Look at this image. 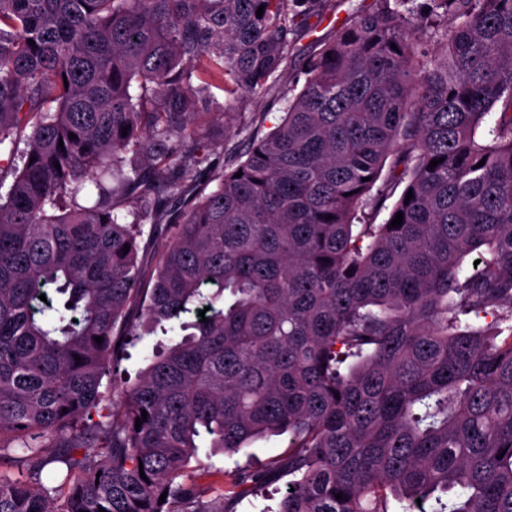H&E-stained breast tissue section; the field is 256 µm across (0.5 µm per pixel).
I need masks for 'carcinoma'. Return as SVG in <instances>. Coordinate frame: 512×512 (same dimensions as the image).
Listing matches in <instances>:
<instances>
[{
  "instance_id": "carcinoma-1",
  "label": "carcinoma",
  "mask_w": 512,
  "mask_h": 512,
  "mask_svg": "<svg viewBox=\"0 0 512 512\" xmlns=\"http://www.w3.org/2000/svg\"><path fill=\"white\" fill-rule=\"evenodd\" d=\"M325 2L0 0V152L25 143L0 168V512H237L284 476L276 512H512V0H372L212 170L198 107L266 91ZM390 157L413 198L372 224ZM147 224L169 232L151 267ZM271 436L284 459L239 463ZM203 442L235 463L215 509L183 479ZM172 343L173 342L168 336H160L159 334L143 336L138 345L135 348L130 349L132 355L129 360L122 362L120 370H123L124 368L127 369L131 375V380H133L138 372L146 367V362L144 360V353L146 351H151L155 345H169Z\"/></svg>"
}]
</instances>
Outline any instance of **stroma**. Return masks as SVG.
<instances>
[{
  "label": "stroma",
  "instance_id": "1",
  "mask_svg": "<svg viewBox=\"0 0 512 512\" xmlns=\"http://www.w3.org/2000/svg\"><path fill=\"white\" fill-rule=\"evenodd\" d=\"M371 0H328L322 17L311 18L294 40L286 60L275 74L272 91L255 97L234 98L217 92L209 107L202 132L211 144V165L215 169L230 167L245 146L251 133L265 134L277 124L284 112L283 94L300 91L305 83L304 66L310 56L331 41L337 31L350 24Z\"/></svg>",
  "mask_w": 512,
  "mask_h": 512
}]
</instances>
